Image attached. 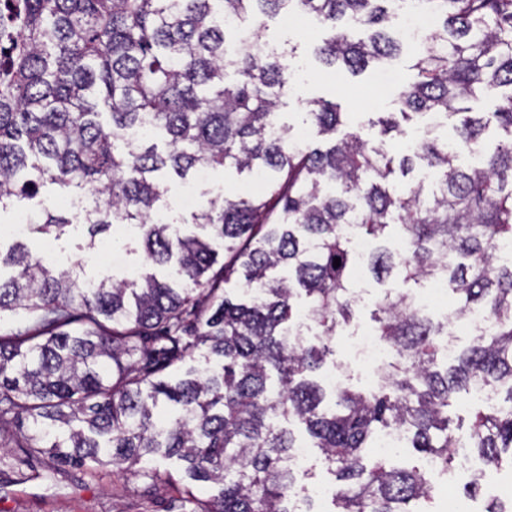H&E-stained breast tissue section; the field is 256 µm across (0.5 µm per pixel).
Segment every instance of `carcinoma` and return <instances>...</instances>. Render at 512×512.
<instances>
[{
  "label": "carcinoma",
  "instance_id": "carcinoma-1",
  "mask_svg": "<svg viewBox=\"0 0 512 512\" xmlns=\"http://www.w3.org/2000/svg\"><path fill=\"white\" fill-rule=\"evenodd\" d=\"M413 3L438 20L421 42L415 80L398 95L400 117L369 120L380 135L399 119L457 118L454 147L431 132L399 160L437 182L397 186L384 142L353 131L322 150L299 145L291 128L269 127L290 90L294 49L240 42L224 18L251 25L280 13L312 16L332 35L317 48L328 67L353 74L383 64L398 46L391 6ZM512 0H0V212L46 184L91 198L90 245L113 224L133 225L155 266L173 264L184 286L154 272L96 283L55 269L19 242L0 253V317L24 313L25 329L0 334V447L22 463L46 455L93 473L115 465L151 480L146 464L183 463L188 512H296L297 447L304 429L342 482L338 512H409L427 493L417 467L368 463L383 428L401 426L412 447L450 467L455 434L448 400L477 384L507 387L512 404V261L496 245L512 239ZM499 99L492 113L508 139L493 145L488 121L458 106ZM322 134L342 112L310 102ZM107 110L111 122L99 117ZM145 123L167 150L126 132ZM263 175L260 195H222L193 216L206 238L181 236L158 218V173L184 178L210 167ZM73 215L44 206L29 237L66 234ZM375 240L369 268L416 284L448 280L456 312L487 311L494 330L440 368L443 326L409 294L378 300V336L393 352L369 394L332 392L312 376L350 323L355 261L343 225ZM403 241L401 256L392 243ZM229 261L208 275L216 245ZM340 265L333 266L334 259ZM322 328L292 339L297 303ZM203 354L205 367L180 368ZM470 447L488 466L512 449V412L480 409ZM217 483L202 499L192 486Z\"/></svg>",
  "mask_w": 512,
  "mask_h": 512
}]
</instances>
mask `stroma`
<instances>
[{"label":"stroma","instance_id":"35a3bbf8","mask_svg":"<svg viewBox=\"0 0 512 512\" xmlns=\"http://www.w3.org/2000/svg\"><path fill=\"white\" fill-rule=\"evenodd\" d=\"M323 35L319 27L284 28L277 16L266 18L260 29L263 40L286 42L296 48L295 56L289 60L293 89L283 97L278 109L280 122L294 132L305 133L306 144L329 147L332 137L321 135L307 116L310 101L322 98L339 104L346 116L347 129L360 130L368 144H378V130L369 121L377 113L397 111L398 94L414 77L409 67L412 44L404 43L387 72L369 69L354 76L344 69L326 71L315 59L313 47ZM162 181L167 189L163 212L168 221L183 231L192 228L190 211L179 206L186 192H195L198 205L203 208L217 194H246L255 185L248 173L221 167L211 170L203 183L180 179L171 172ZM125 233V228L117 227L112 233L93 239L81 226L57 239L34 241L30 248L38 255H50L53 263L76 265L83 275L102 278L111 274L113 237ZM19 466L15 452L0 455V512H183L182 485L177 480L155 483L108 465L92 474L70 468L49 479L20 483L16 480Z\"/></svg>","mask_w":512,"mask_h":512}]
</instances>
